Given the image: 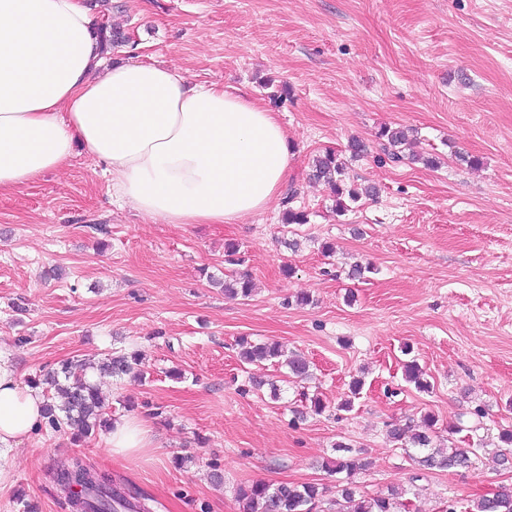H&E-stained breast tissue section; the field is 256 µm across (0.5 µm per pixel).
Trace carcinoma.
Segmentation results:
<instances>
[{
	"label": "carcinoma",
	"instance_id": "1",
	"mask_svg": "<svg viewBox=\"0 0 512 512\" xmlns=\"http://www.w3.org/2000/svg\"><path fill=\"white\" fill-rule=\"evenodd\" d=\"M377 138L382 140V150L389 161L396 163L405 159L399 149L405 140L402 129L383 126L378 130ZM311 176L331 187L336 212L340 215L350 211L351 205L357 203L362 196L372 193L370 188L360 189L350 180L346 164L331 151L314 160ZM251 292V281L245 275H231L224 280V293L227 295L247 297ZM238 346L241 360L247 363L261 362L279 353L276 343L253 344L243 338L238 341ZM138 362L139 355L136 353L109 354L96 363L81 360L74 364H65L61 371H50L44 379L31 381L36 387L45 384L55 389L64 398L63 405L59 407L50 402L45 403V424L54 431L69 430L78 439L108 430L109 421L103 417V399L98 386L88 380V374H129L134 372ZM403 368L407 382L414 384L422 392L430 390L431 383L416 361L405 362ZM433 427L434 419L431 418L423 429L395 426L389 430V436L395 441L408 439L418 452L415 460L421 468L451 470L468 466L474 449L435 447ZM339 448L343 455L330 462L327 469L337 476L336 488L344 503L343 512H409V506L400 501L397 492L374 497L362 494L353 477L365 469L366 462L360 456V451L352 446L341 444ZM54 479L61 487H68L73 483L81 486L80 496L72 504L74 512H125L131 507V501L112 487L108 474L93 470L81 462L74 461L57 470ZM324 494V488L315 484L281 483L274 486L265 481H255L239 488L237 498L240 512H324ZM470 512H512V490L504 488L490 496L479 498L473 503Z\"/></svg>",
	"mask_w": 512,
	"mask_h": 512
}]
</instances>
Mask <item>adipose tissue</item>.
<instances>
[{
	"instance_id": "obj_1",
	"label": "adipose tissue",
	"mask_w": 512,
	"mask_h": 512,
	"mask_svg": "<svg viewBox=\"0 0 512 512\" xmlns=\"http://www.w3.org/2000/svg\"><path fill=\"white\" fill-rule=\"evenodd\" d=\"M94 26L84 0H0V196L63 170L79 144L116 202L154 222L231 224L278 199L290 151L273 112L168 67L106 65ZM43 402L0 353V487ZM107 440L120 456L151 445L131 418Z\"/></svg>"
}]
</instances>
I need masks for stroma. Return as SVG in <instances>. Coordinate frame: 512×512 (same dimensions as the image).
I'll list each match as a JSON object with an SVG mask.
<instances>
[{
  "mask_svg": "<svg viewBox=\"0 0 512 512\" xmlns=\"http://www.w3.org/2000/svg\"><path fill=\"white\" fill-rule=\"evenodd\" d=\"M86 2L119 33L107 63L158 62L275 112L288 179L238 223L156 224L113 202L109 175L79 148L63 171L0 197V351L27 380L68 359L139 353L141 374L96 382L107 414L142 418L153 442L118 457L105 435L42 427L11 459L0 512H73L51 476L77 458L150 512H239L238 487L258 480L316 483L331 503L325 463L341 443L365 451L361 492L399 491L416 512H466L512 485L496 459L512 429V0ZM384 125L439 166L389 162ZM326 151L377 195L336 215L309 178ZM290 207L307 223L284 224ZM228 243L241 265L225 263ZM357 261L373 267L366 281L346 275ZM235 271L250 297L218 287ZM242 337L302 354L310 379H288L280 359L242 363ZM409 357L432 391L404 381ZM307 394L326 409L295 420ZM347 398L352 410H338ZM428 414L442 436L462 424L469 467L423 471L414 448L388 440L389 425Z\"/></svg>",
  "mask_w": 512,
  "mask_h": 512,
  "instance_id": "obj_1",
  "label": "stroma"
}]
</instances>
